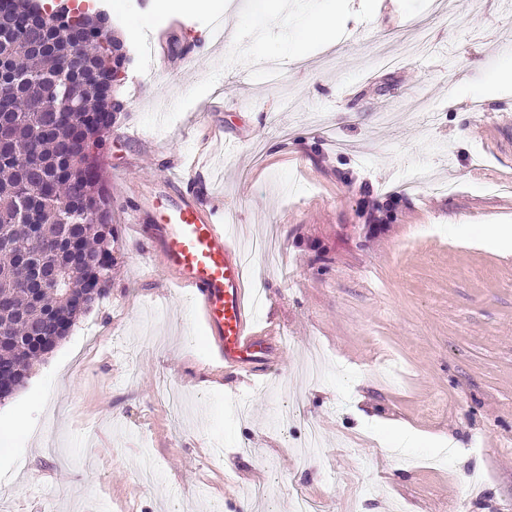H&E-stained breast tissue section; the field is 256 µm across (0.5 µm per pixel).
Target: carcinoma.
<instances>
[{
  "label": "carcinoma",
  "instance_id": "carcinoma-1",
  "mask_svg": "<svg viewBox=\"0 0 512 512\" xmlns=\"http://www.w3.org/2000/svg\"><path fill=\"white\" fill-rule=\"evenodd\" d=\"M36 0L0 4V63L15 75L0 80V377L24 381L59 329L85 312L78 302L92 287H112L111 212L92 224L105 192L81 172L98 158L89 142L102 138L101 102L88 77L111 68L108 50L83 38L92 13L75 17L78 36L59 39L29 17ZM67 68L73 79L54 76ZM79 112L45 106L63 97Z\"/></svg>",
  "mask_w": 512,
  "mask_h": 512
}]
</instances>
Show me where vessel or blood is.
<instances>
[{
	"label": "vessel or blood",
	"mask_w": 512,
	"mask_h": 512,
	"mask_svg": "<svg viewBox=\"0 0 512 512\" xmlns=\"http://www.w3.org/2000/svg\"><path fill=\"white\" fill-rule=\"evenodd\" d=\"M174 177L147 186L133 223L152 224L143 253L148 262L192 297L218 369L250 380L271 372L282 353L280 334L256 325L242 250L215 210L194 194L172 195Z\"/></svg>",
	"instance_id": "b4317fda"
}]
</instances>
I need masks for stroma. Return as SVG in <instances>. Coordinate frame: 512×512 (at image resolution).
Here are the masks:
<instances>
[{
    "label": "stroma",
    "instance_id": "stroma-1",
    "mask_svg": "<svg viewBox=\"0 0 512 512\" xmlns=\"http://www.w3.org/2000/svg\"><path fill=\"white\" fill-rule=\"evenodd\" d=\"M103 2L129 56L99 155L112 286L0 404V432L29 422L0 457V512H288L298 491L315 512H512V90L473 88L512 60V11L341 0L324 47L295 20L331 0H247L220 43L225 0ZM161 31L194 60L140 82L141 38ZM198 153L199 199L243 245L278 248L248 275L292 345L251 386L211 367L130 223ZM374 202L388 223H366ZM486 224L508 232L481 241ZM256 483L269 494L248 497Z\"/></svg>",
    "mask_w": 512,
    "mask_h": 512
}]
</instances>
